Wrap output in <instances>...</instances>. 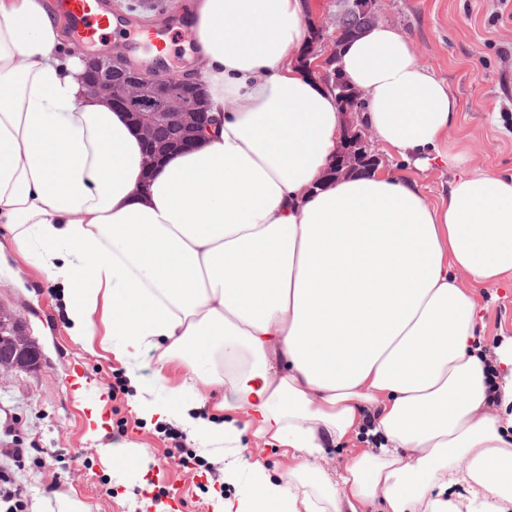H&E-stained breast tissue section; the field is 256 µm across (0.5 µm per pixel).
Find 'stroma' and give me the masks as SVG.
Segmentation results:
<instances>
[{
  "label": "stroma",
  "mask_w": 512,
  "mask_h": 512,
  "mask_svg": "<svg viewBox=\"0 0 512 512\" xmlns=\"http://www.w3.org/2000/svg\"><path fill=\"white\" fill-rule=\"evenodd\" d=\"M117 17L139 26L143 16L173 22L191 0H105ZM380 21L403 30L418 62L443 80L458 102V120L448 144L462 150L471 170L512 174V0H379ZM483 343L497 346L512 336V280L478 284ZM0 310L20 321L42 353L35 369L0 372V448L38 444L46 465L20 479L28 490L27 512H57L56 497L83 501L89 512H212L214 493L234 496L224 471L238 457L258 458L269 470L288 466L282 449L245 435L241 447L217 453L183 434L184 448L203 458V467L173 464L175 420L145 422L129 411L125 368L102 351L75 344L68 332L61 287L33 261L14 258L0 270ZM80 369L89 398L106 397L104 431L88 434L84 401L71 378ZM124 443L142 451L139 469L114 468L107 446Z\"/></svg>",
  "instance_id": "35a3bbf8"
}]
</instances>
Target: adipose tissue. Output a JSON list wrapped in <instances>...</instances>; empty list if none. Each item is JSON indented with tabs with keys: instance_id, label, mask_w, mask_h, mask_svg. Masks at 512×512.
Here are the masks:
<instances>
[{
	"instance_id": "obj_1",
	"label": "adipose tissue",
	"mask_w": 512,
	"mask_h": 512,
	"mask_svg": "<svg viewBox=\"0 0 512 512\" xmlns=\"http://www.w3.org/2000/svg\"><path fill=\"white\" fill-rule=\"evenodd\" d=\"M305 0H194V77L217 124L146 168L124 112L89 95L48 0H0V269L30 253L63 286L73 342L126 370L133 413L204 446L244 433L293 463H231L213 512H461L512 502V338L486 354L458 273L512 276V177L463 172L455 97L378 24L342 51L365 123L448 198L383 169L322 187L345 135L336 94L294 58ZM161 348L153 380L143 352ZM193 378L168 385L164 365ZM222 390L210 404L203 386ZM349 452L337 478L328 450ZM375 143L379 153L382 155L380 167L385 170H397L399 173H404L417 183L422 194L433 203L440 202L442 198H447L448 186L458 174L457 170L432 167L425 170L411 168L402 171L401 164H399L398 160L390 156L377 140H375Z\"/></svg>"
}]
</instances>
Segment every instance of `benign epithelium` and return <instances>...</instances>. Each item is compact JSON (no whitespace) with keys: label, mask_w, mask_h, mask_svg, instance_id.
Segmentation results:
<instances>
[{"label":"benign epithelium","mask_w":512,"mask_h":512,"mask_svg":"<svg viewBox=\"0 0 512 512\" xmlns=\"http://www.w3.org/2000/svg\"><path fill=\"white\" fill-rule=\"evenodd\" d=\"M336 41L327 34L313 37L304 47L308 57L321 55L326 45ZM84 69L79 81L93 96L106 99L113 108L127 114L139 132L144 145L145 164L158 163L167 153L190 146L214 122L207 112L205 94L197 83L184 82L179 77L151 75L145 71L128 72L124 66L129 58L121 51L112 53H86L82 55ZM170 128L176 138L160 144L158 131ZM336 169L327 170V179L337 182L358 165L351 148L340 142L336 149ZM41 352L30 348L27 355L14 349L0 350V365L11 370L16 366L36 368L40 365Z\"/></svg>","instance_id":"benign-epithelium-1"}]
</instances>
